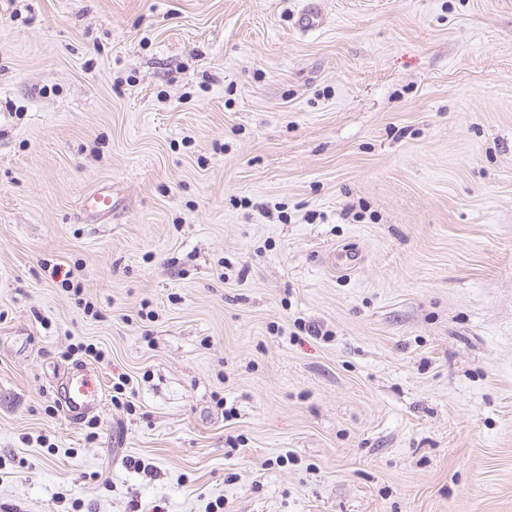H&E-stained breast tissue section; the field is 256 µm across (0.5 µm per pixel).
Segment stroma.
I'll use <instances>...</instances> for the list:
<instances>
[{
    "instance_id": "1",
    "label": "stroma",
    "mask_w": 512,
    "mask_h": 512,
    "mask_svg": "<svg viewBox=\"0 0 512 512\" xmlns=\"http://www.w3.org/2000/svg\"><path fill=\"white\" fill-rule=\"evenodd\" d=\"M159 506L512 512V0H0V512ZM60 405L67 417L96 413L104 404L105 391L99 378L87 366L70 371L60 390Z\"/></svg>"
}]
</instances>
